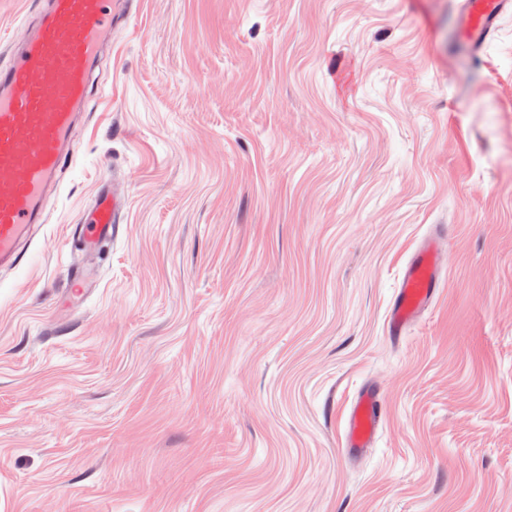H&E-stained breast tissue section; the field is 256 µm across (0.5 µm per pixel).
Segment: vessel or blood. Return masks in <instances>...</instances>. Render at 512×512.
I'll use <instances>...</instances> for the list:
<instances>
[{
  "label": "vessel or blood",
  "instance_id": "b4317fda",
  "mask_svg": "<svg viewBox=\"0 0 512 512\" xmlns=\"http://www.w3.org/2000/svg\"><path fill=\"white\" fill-rule=\"evenodd\" d=\"M512 12V0H463L461 29L475 48ZM112 0H37L0 65V268L16 266L37 228L60 175L74 157L73 131L100 97L95 72L112 38ZM119 189L103 190L71 236L92 254L110 242L121 208ZM448 238L424 237L410 257L386 319L399 336L428 309L444 281ZM384 419L383 388L359 390L345 419L343 446L371 448Z\"/></svg>",
  "mask_w": 512,
  "mask_h": 512
}]
</instances>
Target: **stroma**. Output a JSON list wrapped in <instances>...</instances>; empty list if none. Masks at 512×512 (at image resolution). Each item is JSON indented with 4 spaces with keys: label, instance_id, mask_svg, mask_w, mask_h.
Listing matches in <instances>:
<instances>
[{
    "label": "stroma",
    "instance_id": "obj_1",
    "mask_svg": "<svg viewBox=\"0 0 512 512\" xmlns=\"http://www.w3.org/2000/svg\"><path fill=\"white\" fill-rule=\"evenodd\" d=\"M460 5L130 0L0 270V512H512V15L463 60ZM116 176L69 304L68 228ZM435 227L444 285L387 336ZM384 419L383 388L371 383L359 390L345 419L343 446L349 454L372 447Z\"/></svg>",
    "mask_w": 512,
    "mask_h": 512
}]
</instances>
